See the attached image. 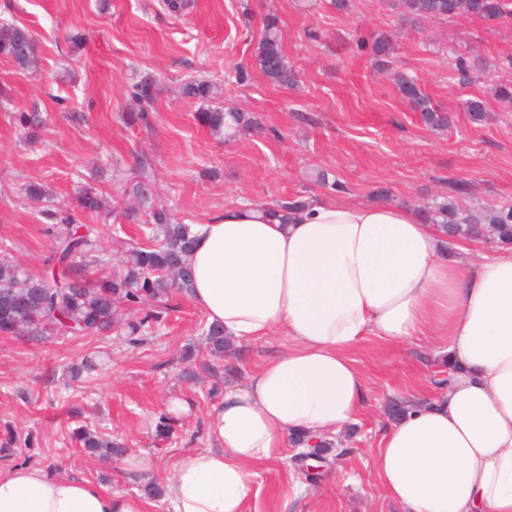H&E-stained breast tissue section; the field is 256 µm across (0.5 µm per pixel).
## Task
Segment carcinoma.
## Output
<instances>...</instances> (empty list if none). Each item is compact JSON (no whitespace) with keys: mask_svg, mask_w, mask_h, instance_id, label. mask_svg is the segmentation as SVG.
Here are the masks:
<instances>
[{"mask_svg":"<svg viewBox=\"0 0 512 512\" xmlns=\"http://www.w3.org/2000/svg\"><path fill=\"white\" fill-rule=\"evenodd\" d=\"M406 14L416 18H448L469 14L488 22L503 17L509 0H400ZM371 53L387 58L396 44L381 33L370 46ZM0 57L8 59L18 70H29L38 63L37 45L31 31L7 20H0ZM260 71L273 84L291 87L296 75L288 65L281 44L276 19L266 21L264 33L255 49ZM400 95L420 113L424 124L432 129L448 127V113L438 110L421 86L413 79L396 78ZM187 98L209 99L212 85L193 79L183 86ZM132 97L143 104L128 114L129 122L149 126L148 106L154 99V81L146 77L133 85ZM197 119L214 133L232 135L255 129L248 113L236 108H208ZM18 124L26 137H37L42 119L38 112H20ZM75 211H42L47 219L45 232L53 241V261L59 274L43 276L39 282L8 258V247L0 245V335L39 341L48 333L62 336H87L112 329L120 322V307L137 304L146 298L157 299L171 291L189 292L192 274L185 257L193 237L190 226L171 221L162 208L152 212L151 241L133 246L125 261V272L110 279L91 281L75 258L88 255L96 241L94 227L82 224L77 217L93 215L102 208V196L93 187L78 189ZM426 218L439 224L445 233L471 239H484L503 245L512 244V207L492 211L483 217L459 208L455 203L436 204L425 211ZM210 352L218 355L228 347L224 328L210 325L205 330ZM82 448L91 456L112 458L126 452L123 443L81 426L75 432Z\"/></svg>","mask_w":512,"mask_h":512,"instance_id":"carcinoma-1","label":"carcinoma"}]
</instances>
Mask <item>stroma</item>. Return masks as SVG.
Masks as SVG:
<instances>
[{
  "mask_svg": "<svg viewBox=\"0 0 512 512\" xmlns=\"http://www.w3.org/2000/svg\"><path fill=\"white\" fill-rule=\"evenodd\" d=\"M271 15L299 76L289 89L254 64ZM0 19L29 28L38 46L37 70L0 59V243L29 273L53 267L42 209L69 207L87 184L106 201L88 219L102 249L86 266L93 280L121 272L156 206L199 224L229 203L302 195L371 204L380 189L391 204L417 210L447 199L475 214L512 205V104L494 92L512 82V15L419 19L403 15L399 0H351L346 11L329 0H194L177 17L161 0H0ZM382 32L398 42L388 74L359 46ZM460 55L475 64L464 80L453 67ZM395 71L417 79L448 112L447 130L425 126L402 99ZM144 75L157 84L148 129L126 122L131 87ZM192 79L213 83L215 104L252 113L259 130L228 140L199 125L201 102L181 93ZM474 99L487 120L471 121L464 103ZM33 110L44 124L28 141L13 116ZM326 178L345 192L324 187ZM33 181L50 190L39 206L23 193ZM461 181L467 193L455 192ZM148 308L161 321L134 339L122 329L40 341L0 335L1 467L39 466L118 495L146 493L190 449L210 447L205 418L225 382L243 380L287 345L273 336L218 357L188 295L123 306L122 319L138 321ZM91 353L106 369L72 381L67 364ZM353 357L369 384L364 412L337 434L317 478H308L295 447L287 464L263 467L248 512H401L375 475L374 450L396 420L394 402L447 382V358L431 341L394 350L375 338ZM171 398L190 410L163 435ZM85 423L149 454L156 471L140 482L121 462L81 452L71 433ZM297 481L307 490L296 499Z\"/></svg>",
  "mask_w": 512,
  "mask_h": 512,
  "instance_id": "obj_1",
  "label": "stroma"
}]
</instances>
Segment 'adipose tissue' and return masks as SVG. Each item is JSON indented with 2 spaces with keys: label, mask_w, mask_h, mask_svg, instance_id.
Instances as JSON below:
<instances>
[{
  "label": "adipose tissue",
  "mask_w": 512,
  "mask_h": 512,
  "mask_svg": "<svg viewBox=\"0 0 512 512\" xmlns=\"http://www.w3.org/2000/svg\"><path fill=\"white\" fill-rule=\"evenodd\" d=\"M190 295L244 346L288 348L226 382L206 423L213 447L168 471L173 512H246L261 467L328 448L368 399L351 354L436 337L447 385L412 398L373 465L403 512H512V247L449 258L448 239L412 208L318 201L288 214L239 203L192 227ZM84 478L0 467V512H145Z\"/></svg>",
  "instance_id": "obj_1"
}]
</instances>
